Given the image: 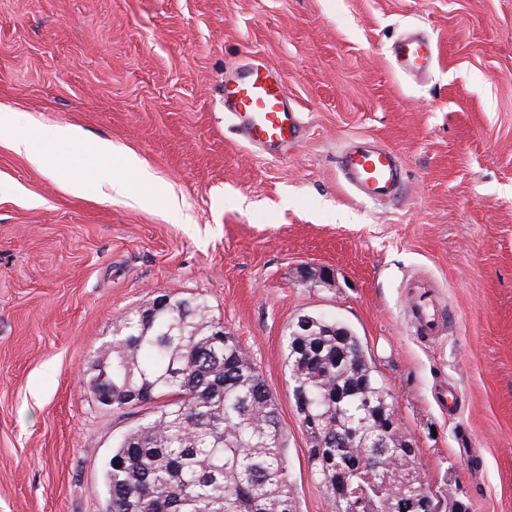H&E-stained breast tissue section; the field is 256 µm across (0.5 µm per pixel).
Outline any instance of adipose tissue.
Masks as SVG:
<instances>
[{
    "instance_id": "ef3b65f1",
    "label": "adipose tissue",
    "mask_w": 512,
    "mask_h": 512,
    "mask_svg": "<svg viewBox=\"0 0 512 512\" xmlns=\"http://www.w3.org/2000/svg\"><path fill=\"white\" fill-rule=\"evenodd\" d=\"M56 143L55 152L45 151L37 142L25 139L18 141L16 147L23 152L29 162L38 169L51 172L70 165L76 166L79 175L72 178L70 188L73 192H84L87 182L82 173L97 166L101 161L109 158L112 154V147L106 143H99L85 150L79 158H72V149L81 142L80 132L71 126L57 128L54 132Z\"/></svg>"
}]
</instances>
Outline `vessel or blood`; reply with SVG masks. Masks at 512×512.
Here are the masks:
<instances>
[{
    "label": "vessel or blood",
    "mask_w": 512,
    "mask_h": 512,
    "mask_svg": "<svg viewBox=\"0 0 512 512\" xmlns=\"http://www.w3.org/2000/svg\"><path fill=\"white\" fill-rule=\"evenodd\" d=\"M391 57L400 74L411 76L431 69L435 49L429 39L409 30L393 43ZM232 73L224 83V108L236 132L268 151L297 141L302 127L283 80L260 65H239ZM337 164L344 181L360 198L384 204L398 200L404 192L403 168L392 148L357 139L339 153ZM436 302V289L421 285L409 310L419 335L443 332L446 322L437 313Z\"/></svg>",
    "instance_id": "obj_1"
}]
</instances>
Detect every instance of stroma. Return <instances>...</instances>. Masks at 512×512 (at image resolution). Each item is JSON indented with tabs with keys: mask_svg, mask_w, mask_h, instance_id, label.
<instances>
[{
	"mask_svg": "<svg viewBox=\"0 0 512 512\" xmlns=\"http://www.w3.org/2000/svg\"><path fill=\"white\" fill-rule=\"evenodd\" d=\"M415 28V81L391 62ZM244 63L280 74L305 134L276 154L224 110ZM0 512H104L103 465L138 422L86 380L130 310L205 302L279 405L300 512L315 479L283 348L317 314L350 327L450 512H512V0H0ZM79 128L112 155L72 193L17 151ZM396 150L406 192L364 202L336 164L350 140ZM153 201L116 191L126 155ZM328 268L324 285L305 277ZM445 332L416 334L410 285ZM391 57L400 74L411 76L431 69L435 49L429 39L416 31L408 30L393 43Z\"/></svg>",
	"mask_w": 512,
	"mask_h": 512,
	"instance_id": "stroma-1",
	"label": "stroma"
}]
</instances>
